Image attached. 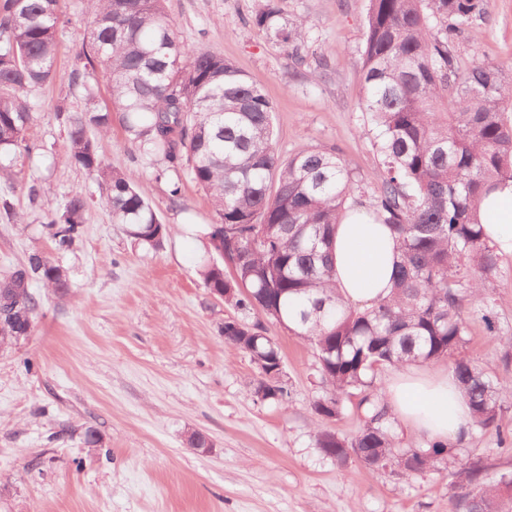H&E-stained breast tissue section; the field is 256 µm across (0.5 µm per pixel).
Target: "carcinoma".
Segmentation results:
<instances>
[{
    "instance_id": "cac0c4a2",
    "label": "carcinoma",
    "mask_w": 512,
    "mask_h": 512,
    "mask_svg": "<svg viewBox=\"0 0 512 512\" xmlns=\"http://www.w3.org/2000/svg\"><path fill=\"white\" fill-rule=\"evenodd\" d=\"M84 2L85 62L71 73L84 106L65 119L64 160L96 176L113 221L150 247L167 234L135 174L100 157L98 138L112 132L117 112L143 155L161 156L209 196L215 222L207 235L238 261L229 277L224 266L205 265V288L232 289L228 304L261 307L315 349L326 386L315 414L358 416L350 438L318 433L323 457L339 468L353 457L369 474L408 480L451 463L452 512H512V470L491 475L479 459L459 460L448 442L404 443L376 385L383 367L448 360L472 425L506 441L503 395L512 393V377H492L462 355L470 307L496 332L486 284L500 274V257L479 202L512 186V80L489 63L461 64L453 44L484 17L488 0H368L362 111L376 130L380 169L377 191L363 200L336 153L306 147L279 155L270 101L224 57L180 43L164 0ZM252 23L295 53L308 33L307 20H282L277 0H265ZM62 25L60 0H0V157L29 149V94L53 80ZM355 206L390 227L399 254L390 295L364 309L338 292L331 258L334 228ZM88 207L77 193L51 216L56 253L81 237ZM38 281L59 295L70 288L65 270L40 252L0 278V325L10 344L11 332L33 327ZM224 342L271 368L281 359L275 339L243 320L224 323Z\"/></svg>"
}]
</instances>
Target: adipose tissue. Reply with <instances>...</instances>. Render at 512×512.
Returning a JSON list of instances; mask_svg holds the SVG:
<instances>
[{"label":"adipose tissue","instance_id":"ef3b65f1","mask_svg":"<svg viewBox=\"0 0 512 512\" xmlns=\"http://www.w3.org/2000/svg\"><path fill=\"white\" fill-rule=\"evenodd\" d=\"M486 235L499 251L512 255V189L492 192L480 202ZM335 280L340 293L357 306L387 295L397 260L386 225L362 210L349 212L333 238ZM392 412L431 441H450L468 431L471 414L451 373L408 370L387 388Z\"/></svg>","mask_w":512,"mask_h":512}]
</instances>
